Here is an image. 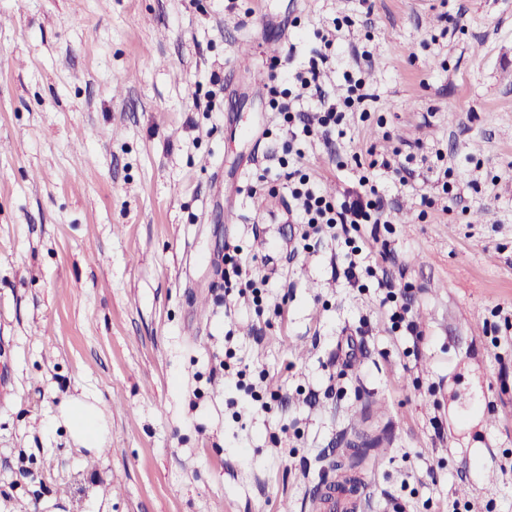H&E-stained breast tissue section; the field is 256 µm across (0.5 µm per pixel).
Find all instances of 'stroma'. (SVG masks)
Returning a JSON list of instances; mask_svg holds the SVG:
<instances>
[{"instance_id":"1","label":"stroma","mask_w":512,"mask_h":512,"mask_svg":"<svg viewBox=\"0 0 512 512\" xmlns=\"http://www.w3.org/2000/svg\"><path fill=\"white\" fill-rule=\"evenodd\" d=\"M254 3L0 0V512H308L365 441L371 512H512V0ZM347 16L323 81L340 99L360 73L371 116L297 146L333 198L356 183L338 159L392 164L394 258L358 259L356 287L344 235L299 248L254 82L267 44L299 63ZM260 173L277 192L248 197ZM228 244L263 310L224 292ZM82 388L94 450L53 421Z\"/></svg>"}]
</instances>
